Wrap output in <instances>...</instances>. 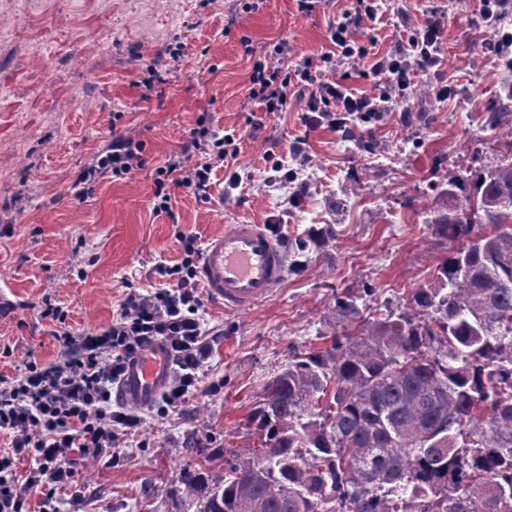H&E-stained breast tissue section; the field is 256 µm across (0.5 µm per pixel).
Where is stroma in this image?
<instances>
[{"mask_svg": "<svg viewBox=\"0 0 512 512\" xmlns=\"http://www.w3.org/2000/svg\"><path fill=\"white\" fill-rule=\"evenodd\" d=\"M354 5L314 0L303 14L296 0H0V90L10 99L0 109V374L31 353L57 357L44 300L82 332L110 324L129 293L158 287L156 265L182 258L177 232L205 242L231 224L271 226L286 261L280 285L252 309L204 299V325L221 337L200 391L183 413L120 438L119 463L86 460L61 512H196L183 494L198 462L192 447L220 459L257 444L249 415L265 386L295 354L325 348L342 324L338 300L361 320L405 310L433 281L450 245L426 223L430 186L469 177L476 152L484 165L498 162L489 116L512 76L492 54L497 24L480 0H393L356 35L366 57L393 50L397 32L429 17L443 54L441 67L412 77L395 112L358 123L349 138L308 129L299 97L264 112L249 96L256 62L281 41L292 59L320 57L330 23ZM149 64L163 81L147 99L139 81ZM445 84L443 102L435 90ZM202 118L234 135L237 159L214 168L210 202L177 188L173 216L155 214L152 172ZM116 132L145 142V166L75 200L77 174ZM270 148L301 170L300 198L270 180ZM234 171L243 177L235 189Z\"/></svg>", "mask_w": 512, "mask_h": 512, "instance_id": "35a3bbf8", "label": "stroma"}]
</instances>
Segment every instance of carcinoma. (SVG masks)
Instances as JSON below:
<instances>
[{
	"mask_svg": "<svg viewBox=\"0 0 512 512\" xmlns=\"http://www.w3.org/2000/svg\"><path fill=\"white\" fill-rule=\"evenodd\" d=\"M490 122L510 161L431 185L434 281L296 355L259 445L186 474L198 512H512V103Z\"/></svg>",
	"mask_w": 512,
	"mask_h": 512,
	"instance_id": "obj_1",
	"label": "carcinoma"
}]
</instances>
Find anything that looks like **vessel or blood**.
<instances>
[{"label":"vessel or blood","mask_w":512,"mask_h":512,"mask_svg":"<svg viewBox=\"0 0 512 512\" xmlns=\"http://www.w3.org/2000/svg\"><path fill=\"white\" fill-rule=\"evenodd\" d=\"M285 276L283 253L272 234L259 224H233L206 244L199 279L210 299L225 310L253 308L265 301ZM170 361L153 345L127 365L115 401L149 406L167 384Z\"/></svg>","instance_id":"b4317fda"}]
</instances>
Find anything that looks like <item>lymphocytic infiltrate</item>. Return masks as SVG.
<instances>
[{
  "label": "lymphocytic infiltrate",
  "mask_w": 512,
  "mask_h": 512,
  "mask_svg": "<svg viewBox=\"0 0 512 512\" xmlns=\"http://www.w3.org/2000/svg\"><path fill=\"white\" fill-rule=\"evenodd\" d=\"M378 0H357L341 21L331 25L329 52L320 59L302 58L287 65V43H278L276 59L255 65L249 95L264 111H284L289 95L307 100V127L328 126L349 134L347 117L366 119L391 111L397 92L411 83L412 70L431 71L440 63V35L434 22L414 34L397 36V49L372 64L383 90L370 96L345 79L324 82L317 63L336 67L355 62V34L366 22L375 21ZM234 139L209 125H199L179 152L153 173L154 209L171 213V187L186 189L195 198L212 197L211 174L215 167L236 159ZM142 140L118 134L77 175L74 196L92 195L105 176L122 179L144 164ZM179 263L160 265L155 273L162 287L131 292L119 306L111 324L75 333L65 325L64 311L44 302L41 316L56 323L55 339L61 355L44 363L28 357L12 375L0 374V431L11 437L0 451V512H29L27 494L39 490L38 512H60L58 489L70 484L81 461L111 452L120 437L135 434L145 424L138 412L112 400V392L131 359L154 344H162L171 361L168 383L156 400L157 416L181 413L200 389L201 374L218 340L206 329L199 310L198 269L203 249L192 234L179 233ZM28 461L18 474V461Z\"/></svg>",
  "instance_id": "1"
}]
</instances>
